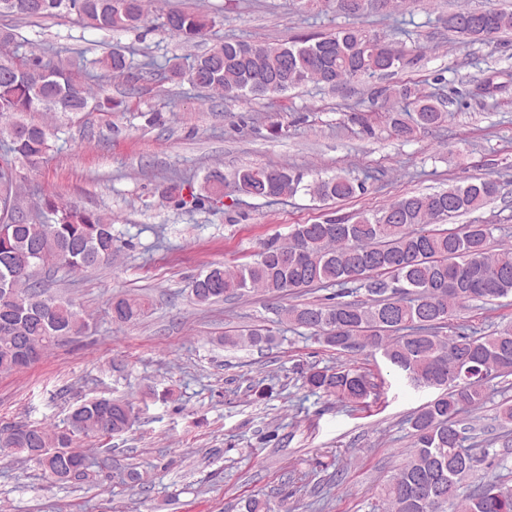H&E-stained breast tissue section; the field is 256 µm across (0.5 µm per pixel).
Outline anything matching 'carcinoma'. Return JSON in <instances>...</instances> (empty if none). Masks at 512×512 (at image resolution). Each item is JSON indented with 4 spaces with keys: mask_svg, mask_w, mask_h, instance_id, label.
Wrapping results in <instances>:
<instances>
[{
    "mask_svg": "<svg viewBox=\"0 0 512 512\" xmlns=\"http://www.w3.org/2000/svg\"><path fill=\"white\" fill-rule=\"evenodd\" d=\"M149 0H0V16L52 17L76 11L92 28L122 31L149 19ZM401 0H306L318 14L336 12L359 18L367 13L400 11ZM214 20L194 12L169 11L160 27L190 44L204 36ZM448 31L470 44L486 43L512 31V12L458 6L448 13ZM13 34L0 32V137L8 150L0 156V206L7 207L17 183L16 163L38 167L52 150L54 127L36 116L113 110L120 103L101 97L78 80L71 64L45 60L32 52L5 51ZM404 54L386 38L361 27H347L291 45L228 38L184 68L169 67L172 77L208 89L224 99L248 94L278 95L305 83L339 86L362 83L393 72ZM106 74L132 68L125 50L114 47L92 61ZM377 96L412 102L413 110H397L386 118L397 134L408 136L441 126L450 116L432 95L407 86L379 90ZM236 191L274 201L304 191L319 201H343L365 191V182L336 173L303 183L286 166L245 167L234 178ZM205 195L196 204L224 196V175L207 177ZM499 182L490 177L465 179L426 193H405L381 209L336 216L323 224H297L288 243L262 244L256 259L232 268L216 266L193 281L196 303L218 302L229 294L263 291L295 293L314 286H337L336 301L302 303L281 309V322L291 329L318 332L317 340L339 351L372 349L381 353L415 389L433 388L439 395L409 419L413 447L396 474L380 489L382 512H512V490L494 480H477L467 494L463 481L474 476L476 457L464 443L474 428L463 414L491 397L489 382L512 374V325L479 336L463 331L442 334L450 321L475 302L512 297V249L491 252L494 227L465 224L457 230L440 222L476 212L494 201ZM52 222L10 216L0 238V317L10 327L0 330V374L26 366L25 352L45 355L68 336L88 327L86 313L62 296L41 287L38 276L60 269L79 273L112 261L116 238L112 222L101 213L44 195L36 203ZM365 298L345 301L351 293ZM112 321L139 320L148 309L141 298L116 296L109 305ZM273 341L263 328L224 334V345L260 347ZM476 366L483 375L448 379V367ZM304 383L352 404L379 396L381 384L356 369L313 367ZM83 425L45 427L15 423L0 430V453L30 459L31 449L44 448L36 464L54 477L57 457L66 455L75 468L71 483L90 478L92 463L75 446L79 434L115 435L135 419L131 403L110 397L84 401L70 412Z\"/></svg>",
    "mask_w": 512,
    "mask_h": 512,
    "instance_id": "carcinoma-1",
    "label": "carcinoma"
}]
</instances>
